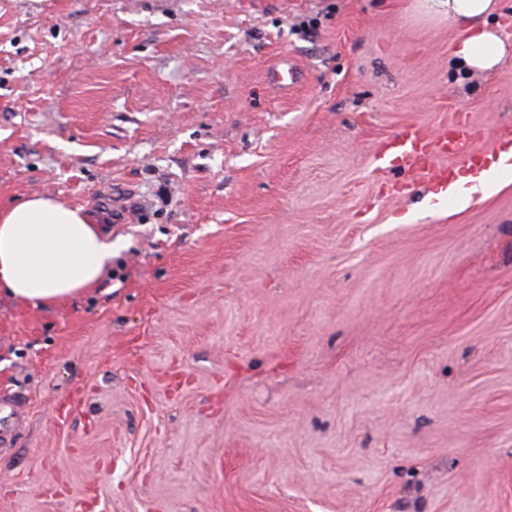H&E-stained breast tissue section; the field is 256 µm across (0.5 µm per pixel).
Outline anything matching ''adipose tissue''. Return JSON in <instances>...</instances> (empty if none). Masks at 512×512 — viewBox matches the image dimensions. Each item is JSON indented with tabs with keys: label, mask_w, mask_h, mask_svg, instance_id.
<instances>
[{
	"label": "adipose tissue",
	"mask_w": 512,
	"mask_h": 512,
	"mask_svg": "<svg viewBox=\"0 0 512 512\" xmlns=\"http://www.w3.org/2000/svg\"><path fill=\"white\" fill-rule=\"evenodd\" d=\"M498 0H419L423 16L448 19L465 32L453 54L466 66L488 71L512 52V23L496 17ZM495 24H487V17ZM512 184V151L499 153L470 187L439 192L456 210L485 202ZM112 235L88 211L50 193H34L0 208V292L35 306L61 304L95 287L111 267Z\"/></svg>",
	"instance_id": "1"
}]
</instances>
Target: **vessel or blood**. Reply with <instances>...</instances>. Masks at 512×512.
<instances>
[{
  "label": "vessel or blood",
  "mask_w": 512,
  "mask_h": 512,
  "mask_svg": "<svg viewBox=\"0 0 512 512\" xmlns=\"http://www.w3.org/2000/svg\"><path fill=\"white\" fill-rule=\"evenodd\" d=\"M482 135V129L473 125L464 113L454 111L449 113L439 132L429 134L414 126L405 128L383 150L376 152L374 158L382 166L398 165L406 183L431 181L445 187L457 175L454 169L440 165V157L452 156L459 166L475 172L486 169V161L474 148Z\"/></svg>",
  "instance_id": "obj_1"
}]
</instances>
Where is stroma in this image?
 <instances>
[{
    "label": "stroma",
    "mask_w": 512,
    "mask_h": 512,
    "mask_svg": "<svg viewBox=\"0 0 512 512\" xmlns=\"http://www.w3.org/2000/svg\"><path fill=\"white\" fill-rule=\"evenodd\" d=\"M413 5L0 0V206L123 240L0 298V512H512V185L452 215L373 161L451 109L495 157L512 55Z\"/></svg>",
    "instance_id": "35a3bbf8"
}]
</instances>
